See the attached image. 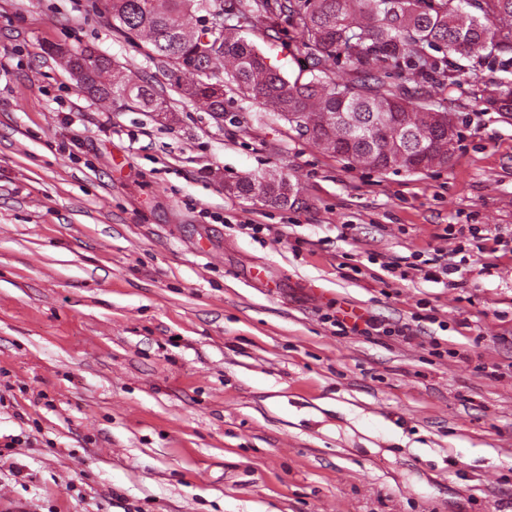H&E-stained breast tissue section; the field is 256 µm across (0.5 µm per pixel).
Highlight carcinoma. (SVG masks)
<instances>
[{
  "label": "carcinoma",
  "mask_w": 512,
  "mask_h": 512,
  "mask_svg": "<svg viewBox=\"0 0 512 512\" xmlns=\"http://www.w3.org/2000/svg\"><path fill=\"white\" fill-rule=\"evenodd\" d=\"M102 11L118 34L144 39L169 84L214 117L224 116L230 91L285 117L347 166L380 173L447 165L453 120L431 89L461 86L466 61L512 67V0H102ZM254 22L264 38L288 34L297 75L267 63L239 34ZM62 59L68 68L87 64L82 89L94 98L118 95L150 112L166 104L149 79L86 48ZM474 99L512 119V81L486 83ZM257 184L269 205L294 194L282 174L224 188L249 200Z\"/></svg>",
  "instance_id": "cac0c4a2"
}]
</instances>
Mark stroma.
I'll return each instance as SVG.
<instances>
[{"label":"stroma","instance_id":"1","mask_svg":"<svg viewBox=\"0 0 512 512\" xmlns=\"http://www.w3.org/2000/svg\"><path fill=\"white\" fill-rule=\"evenodd\" d=\"M82 48L168 123L84 94ZM145 52L90 0H0V512H512V122L471 94L501 66L444 91L447 167L380 174L235 95L213 119ZM269 171L292 205L224 189ZM438 252L463 287L382 267ZM86 48L80 50L68 51L62 56L65 66L69 69L73 63L84 61L87 64V73L85 80L81 86L83 91L89 96L98 99H109L112 96H122L128 103L141 109L155 112L158 116H163L166 112H157V110L165 105V109L169 112L166 100L156 90L155 86L149 79L124 74L126 69L116 61H111L102 56H95ZM103 73H112V82L104 83L102 79Z\"/></svg>","mask_w":512,"mask_h":512}]
</instances>
